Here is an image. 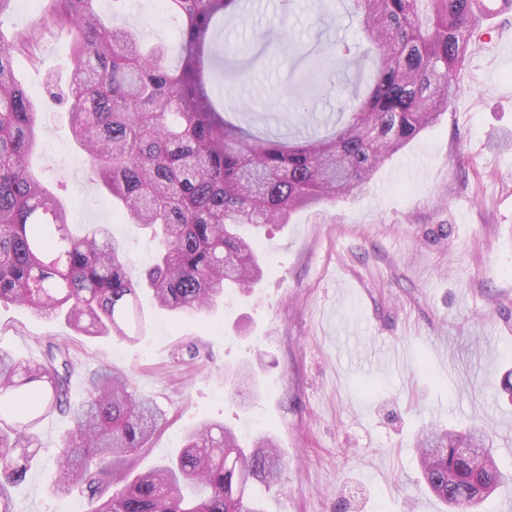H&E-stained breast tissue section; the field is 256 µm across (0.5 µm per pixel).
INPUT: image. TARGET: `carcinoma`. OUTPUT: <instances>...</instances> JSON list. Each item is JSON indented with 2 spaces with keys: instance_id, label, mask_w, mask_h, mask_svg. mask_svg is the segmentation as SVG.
I'll return each instance as SVG.
<instances>
[{
  "instance_id": "cac0c4a2",
  "label": "carcinoma",
  "mask_w": 512,
  "mask_h": 512,
  "mask_svg": "<svg viewBox=\"0 0 512 512\" xmlns=\"http://www.w3.org/2000/svg\"><path fill=\"white\" fill-rule=\"evenodd\" d=\"M32 31L0 38V303L64 321L87 336L135 340L142 328L139 291L161 309L201 317L226 287H256L268 271L253 239L239 229L286 224L300 210L346 200L374 171L448 111L484 0H349L378 64L366 95L349 105L327 54L343 65L346 43L327 41L311 56L305 83L336 96L348 119L326 135L288 143L226 119L213 87L224 82L217 23L241 0H161L182 21L181 51L167 60L126 21L125 0H53ZM53 26L72 37L74 69L65 100L73 141L86 154L88 178L119 204L132 224L152 230L158 251L136 280L109 228L79 235L69 211L27 164L40 146L32 101L19 84L15 57ZM74 363L67 345L49 342L41 358L0 351V512H14L12 485L39 455V424L54 413L73 428L55 458V495L82 490L85 512H261L248 490L276 482L282 460L268 436L248 446L221 423L188 433L179 455L117 493L129 455L166 420L128 377L103 368L88 375L86 399L69 401ZM483 432L430 430L419 442L422 475L445 502L468 510L504 475ZM460 448L470 452L463 455Z\"/></svg>"
}]
</instances>
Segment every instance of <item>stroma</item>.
Here are the masks:
<instances>
[{
  "mask_svg": "<svg viewBox=\"0 0 512 512\" xmlns=\"http://www.w3.org/2000/svg\"><path fill=\"white\" fill-rule=\"evenodd\" d=\"M313 2L294 0L286 15L281 0H246L219 26L220 97L236 103L233 121L256 134L326 133L335 99L301 111L292 94L306 67L292 50L316 44L322 28L353 49L341 82L360 93L371 83L376 59L365 54L345 0H333L325 24ZM485 2L495 13L473 38L439 122L382 164L355 198L254 230L270 265L256 288L200 320L144 301L147 329L133 343L82 336L63 321L0 304V349L36 360L45 342L68 343L75 402L91 371L126 372L167 415L132 455L134 475L177 455L204 421L269 434L285 466L277 483L258 490L266 512H448L420 476L415 441L432 425L489 432L500 467L512 474V7ZM125 16L146 42L179 54L177 25L157 0H126ZM258 21L288 32L285 46L253 65L241 48L253 43ZM72 68L70 38L59 28L42 36L35 55L16 58L19 80L43 105L33 163L66 199L71 224L109 225L144 268L154 248L149 232L123 223L89 181L66 107L49 101L53 81L68 83ZM243 365L258 385L246 407L224 385L226 372ZM71 426L57 413L40 424L41 463L14 488L15 512L84 507L79 492L48 491Z\"/></svg>",
  "mask_w": 512,
  "mask_h": 512,
  "instance_id": "stroma-1",
  "label": "stroma"
}]
</instances>
